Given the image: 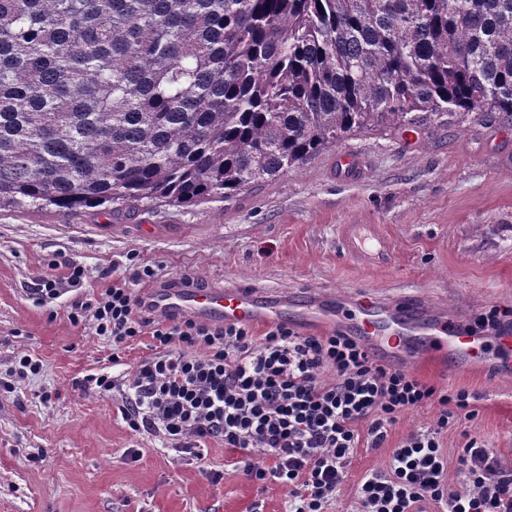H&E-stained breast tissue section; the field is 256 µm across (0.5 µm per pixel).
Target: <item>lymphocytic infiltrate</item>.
<instances>
[{
  "label": "lymphocytic infiltrate",
  "mask_w": 512,
  "mask_h": 512,
  "mask_svg": "<svg viewBox=\"0 0 512 512\" xmlns=\"http://www.w3.org/2000/svg\"><path fill=\"white\" fill-rule=\"evenodd\" d=\"M51 268L33 290L35 301L73 293L69 321L91 324L116 368L85 374L78 390L120 398L131 431L155 437L198 469L219 440L259 488L286 489L285 512H329L355 448L382 447L406 412L432 405L434 422L406 436L386 468L361 478L354 512H512L511 467L474 437L453 459L442 445L449 427L475 417L477 393L440 389L380 364L360 338L340 329L315 336L278 323L257 336L245 323L159 316L135 291L160 279L155 261L135 260L130 278L88 294L81 263L60 253ZM143 335L152 338V354L118 373L126 349ZM326 369L333 379L321 378ZM452 467L460 486L448 482Z\"/></svg>",
  "instance_id": "obj_1"
}]
</instances>
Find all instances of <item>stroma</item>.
Returning a JSON list of instances; mask_svg holds the SVG:
<instances>
[{"label":"stroma","instance_id":"35a3bbf8","mask_svg":"<svg viewBox=\"0 0 512 512\" xmlns=\"http://www.w3.org/2000/svg\"><path fill=\"white\" fill-rule=\"evenodd\" d=\"M345 224L377 225L391 264L349 255ZM60 252L98 288L105 276H129L126 256L135 252L162 262L168 278L426 297L474 328L491 308L512 311V123L472 113L357 133L287 174L192 207L0 210V373L24 352L44 362L38 378L0 393V512H284L286 490L258 492L223 443L208 451L221 475L214 483L132 432L118 401L73 389L80 373L108 367L111 350L90 326L70 324L65 299L49 309L31 299ZM414 374L480 396L477 416L444 435L449 455L471 435L512 465V378L438 365ZM45 390L57 399L41 402ZM435 416L434 407L415 408L385 448H358L331 512H351L364 474L385 468L392 448Z\"/></svg>","mask_w":512,"mask_h":512}]
</instances>
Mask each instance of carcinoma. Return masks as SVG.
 Segmentation results:
<instances>
[{
	"label": "carcinoma",
	"instance_id": "1",
	"mask_svg": "<svg viewBox=\"0 0 512 512\" xmlns=\"http://www.w3.org/2000/svg\"><path fill=\"white\" fill-rule=\"evenodd\" d=\"M465 112L512 120V0H0V208L194 206Z\"/></svg>",
	"mask_w": 512,
	"mask_h": 512
}]
</instances>
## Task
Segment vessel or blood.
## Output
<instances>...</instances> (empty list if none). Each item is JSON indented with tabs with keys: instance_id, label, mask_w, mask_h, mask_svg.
<instances>
[{
	"instance_id": "b4317fda",
	"label": "vessel or blood",
	"mask_w": 512,
	"mask_h": 512,
	"mask_svg": "<svg viewBox=\"0 0 512 512\" xmlns=\"http://www.w3.org/2000/svg\"><path fill=\"white\" fill-rule=\"evenodd\" d=\"M342 238L350 254L378 266L388 265L390 242L373 224H347ZM154 311L168 318L190 317L202 322L266 325L296 311L301 324L335 325L336 307H355L351 325L387 365L410 368L421 363H443L457 370L482 368L501 378L512 377V334L499 339L500 351L488 354L478 334L460 330L447 307L422 298L362 300L322 289L298 293L240 284L199 286L175 283L149 289Z\"/></svg>"
}]
</instances>
